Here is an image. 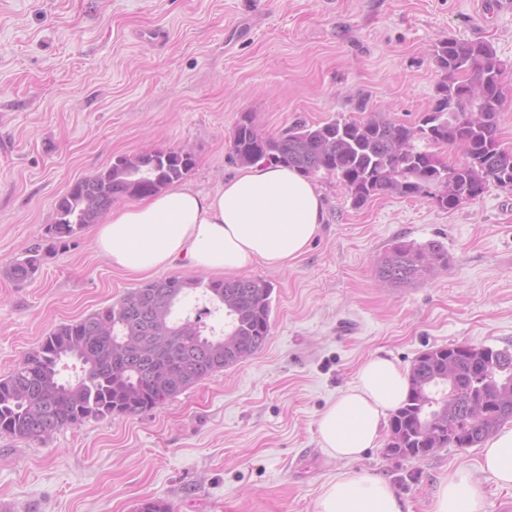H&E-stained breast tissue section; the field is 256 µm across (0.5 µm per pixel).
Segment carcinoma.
I'll return each mask as SVG.
<instances>
[{
  "label": "carcinoma",
  "instance_id": "carcinoma-1",
  "mask_svg": "<svg viewBox=\"0 0 512 512\" xmlns=\"http://www.w3.org/2000/svg\"><path fill=\"white\" fill-rule=\"evenodd\" d=\"M434 57L444 79L434 108L419 125L371 113L362 119L298 122L274 137L260 133L253 114L242 112L230 140L233 161L244 167L286 165L306 177L334 176L356 208L375 196L396 194L429 197L453 210L491 183L512 188V152L502 148L498 132L501 64L493 49L449 38L435 46ZM429 145H461L466 160L439 168ZM194 166V155L182 150L117 157L57 198L51 238L98 223L121 199L146 198L181 182ZM449 263L439 241L396 239L378 256L376 267L382 280L404 286ZM39 264L34 250L6 275L25 283ZM193 293L224 310L222 329L207 336L199 319L177 314ZM272 294V285L262 278L169 276L58 325L0 378V434L41 441L89 419L136 415L164 405L263 348L271 330ZM490 352L500 368L490 379L482 362L449 346L415 359L407 399L389 420V455L423 459L439 448H470L512 422V350L492 347ZM450 358L457 367L451 383ZM474 398L492 402L491 414L473 417Z\"/></svg>",
  "mask_w": 512,
  "mask_h": 512
}]
</instances>
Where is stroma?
<instances>
[{
  "instance_id": "stroma-1",
  "label": "stroma",
  "mask_w": 512,
  "mask_h": 512,
  "mask_svg": "<svg viewBox=\"0 0 512 512\" xmlns=\"http://www.w3.org/2000/svg\"><path fill=\"white\" fill-rule=\"evenodd\" d=\"M448 38L484 42L504 65L502 146L512 151V0H0V378L52 328L143 285L113 269L92 227L51 241L54 203L116 157L186 148L183 187L234 175L230 138L243 112L258 130L380 112L418 125L444 78ZM325 221L288 267L244 269L273 288L265 346L159 408L88 420L44 441L0 434V512H317L346 464L317 421L376 353L411 368L422 352L512 348V189L489 185L444 210L380 195L353 207L318 175ZM397 238L442 242L451 263L385 287L375 258ZM24 284L4 273L35 247ZM479 447L396 459L384 445L357 463L387 479L410 512H431L449 471Z\"/></svg>"
}]
</instances>
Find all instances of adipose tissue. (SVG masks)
Here are the masks:
<instances>
[{
    "label": "adipose tissue",
    "instance_id": "ef3b65f1",
    "mask_svg": "<svg viewBox=\"0 0 512 512\" xmlns=\"http://www.w3.org/2000/svg\"><path fill=\"white\" fill-rule=\"evenodd\" d=\"M324 220L316 187L285 166H250L216 190L162 191L109 212L95 226L96 249L113 267L149 276L180 259L212 274H232L260 262L274 268L305 252ZM409 379L392 359L373 355L322 414L318 434L327 452L347 462L374 447L388 415L406 399ZM480 470L512 489V426L484 443ZM318 512H408L392 484L362 470L326 482ZM432 512H487V497L470 469L449 473L436 490Z\"/></svg>",
    "mask_w": 512,
    "mask_h": 512
}]
</instances>
